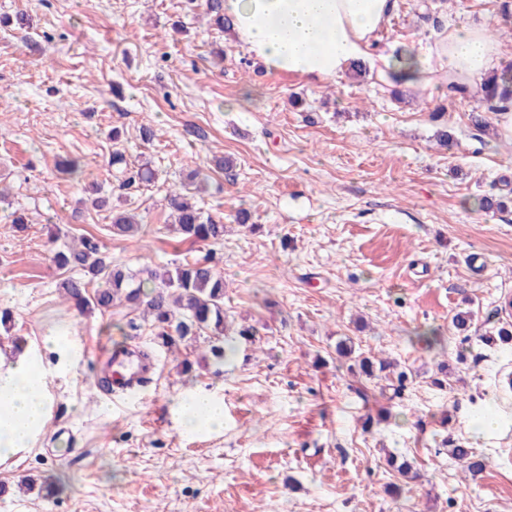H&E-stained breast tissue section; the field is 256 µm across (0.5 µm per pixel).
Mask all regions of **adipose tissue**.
I'll return each mask as SVG.
<instances>
[{
	"instance_id": "1",
	"label": "adipose tissue",
	"mask_w": 512,
	"mask_h": 512,
	"mask_svg": "<svg viewBox=\"0 0 512 512\" xmlns=\"http://www.w3.org/2000/svg\"><path fill=\"white\" fill-rule=\"evenodd\" d=\"M395 0H224L238 40L267 69L313 82L335 79L359 60L380 62L394 86L424 84L428 70L413 51L402 59L376 53V35ZM441 65L474 86L507 61L485 30L462 25L438 49ZM53 407L39 350H0V462L32 448L44 434ZM179 428L193 434L224 424V402L191 390L177 402Z\"/></svg>"
}]
</instances>
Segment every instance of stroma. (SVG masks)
<instances>
[{
    "label": "stroma",
    "instance_id": "1",
    "mask_svg": "<svg viewBox=\"0 0 512 512\" xmlns=\"http://www.w3.org/2000/svg\"><path fill=\"white\" fill-rule=\"evenodd\" d=\"M501 3L398 0L377 43L432 60L462 23L512 51ZM19 12L22 31L3 22ZM431 79L396 92L368 73L319 85L265 69L205 0H0V348L40 347L54 396L34 449L0 464V512H512V346L491 340L512 318V138L483 127L479 93L449 95L441 69ZM116 151L154 181L120 188ZM66 158L79 175L59 173ZM196 169L199 207L226 225L218 245L172 226L169 196ZM94 184L107 207L79 209ZM491 194L502 210L480 208ZM116 210L142 231L113 237ZM56 233L95 236L133 270L208 260L234 355L209 358L204 336L173 353L129 309L67 301ZM52 333L70 362L44 347ZM347 337L409 380L348 371ZM126 344L157 376L113 400L107 359ZM189 389L223 398V430L175 425ZM483 408L498 426L477 439ZM451 439L482 473L449 456ZM451 443V442H450ZM452 448H449V451L454 456L455 459L460 461L465 469L475 475L479 472H482L485 468V462L483 458L476 455L472 448H466L462 444H457L453 442L450 444Z\"/></svg>",
    "mask_w": 512,
    "mask_h": 512
}]
</instances>
